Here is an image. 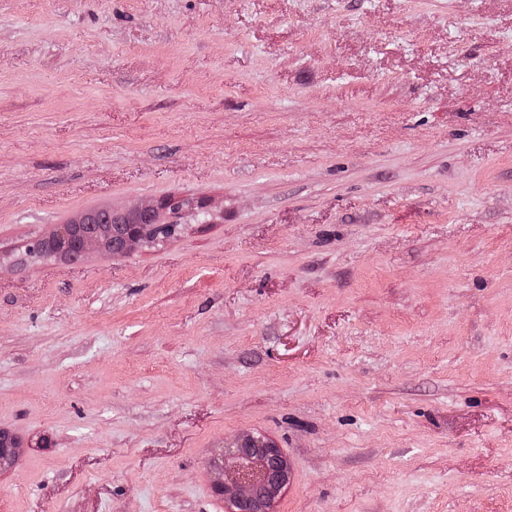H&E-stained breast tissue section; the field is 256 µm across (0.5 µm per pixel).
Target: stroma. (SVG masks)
Returning a JSON list of instances; mask_svg holds the SVG:
<instances>
[{
	"label": "stroma",
	"instance_id": "35a3bbf8",
	"mask_svg": "<svg viewBox=\"0 0 512 512\" xmlns=\"http://www.w3.org/2000/svg\"><path fill=\"white\" fill-rule=\"evenodd\" d=\"M0 429V512H512V0H0ZM108 212L109 220L106 223L101 222L103 213ZM142 215H128L105 210L104 208L93 210L83 216L80 224H75L71 231L70 240L77 238L84 231L85 226L89 224L102 225V230H108L111 234L112 245L118 241L127 224L129 230L124 238V245L119 251L112 250L108 246L107 240L102 236L101 231L86 236L81 243V261L84 256L91 250H98L105 255L114 256L119 253H128L136 247L143 246L158 240L161 237V230L167 227H174V224H141ZM79 261L73 262L77 263ZM283 459L281 478L276 475L274 455ZM222 477L214 485L217 494L224 497L227 512H255L257 492L267 488V497L259 504L258 512H273V505L288 485L292 471L288 461L275 444L262 437L246 436L224 448Z\"/></svg>",
	"mask_w": 512,
	"mask_h": 512
}]
</instances>
